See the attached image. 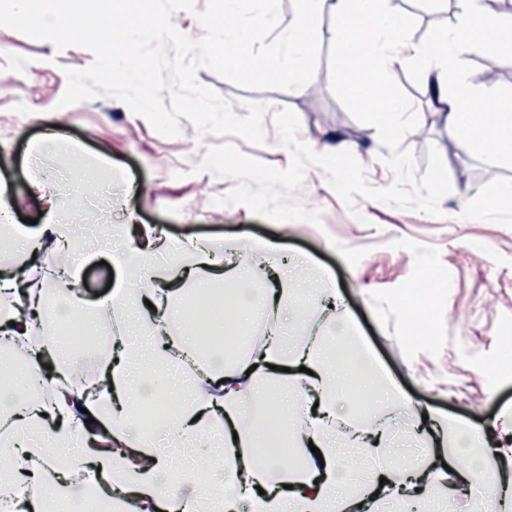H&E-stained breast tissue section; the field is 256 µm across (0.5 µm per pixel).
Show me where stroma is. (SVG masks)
I'll return each mask as SVG.
<instances>
[{"mask_svg":"<svg viewBox=\"0 0 512 512\" xmlns=\"http://www.w3.org/2000/svg\"><path fill=\"white\" fill-rule=\"evenodd\" d=\"M389 4L417 17L411 41L418 46L460 20L455 0H429L424 8L417 0ZM332 27V14L323 12L318 65L304 91L244 88L207 68L198 70L197 79L231 101L238 116L247 115V103L268 104L265 144L232 137L243 153L288 167L290 154L279 143L274 113L289 108L300 119L302 141L318 152L350 150L365 166L369 184L383 188L393 181L383 162L388 148L330 87ZM92 60L86 49L58 51L51 43L0 27V190L14 200V216L38 218L53 194L73 201L71 214L84 232L129 223L159 228L179 240L211 238L223 242L224 259L234 265L265 259L267 245L287 231L283 252L293 259L291 272L305 284L296 295L300 316L326 322L312 291L324 284L335 288L351 309L352 333L406 404L479 425L512 406V207L488 210L499 188L512 185V157L494 159L466 148L446 153L445 145L455 144L457 137L446 107L428 93L426 74L414 60L399 54L390 73L420 115L419 127L404 140L418 173L427 169L429 146L443 152L452 191L440 202L441 216L362 197L348 208L322 170L311 168L297 196L307 208L321 211L323 224L292 221L284 229L246 207L215 205L234 180L195 167L208 147L223 144V137H198L184 118L178 136H163L109 97L58 108L66 70L86 68ZM488 63L509 71L508 79L489 84V92L512 95V49L505 45L493 51L456 48L444 93L479 79ZM59 116L64 119L61 136L54 146H45L46 132ZM63 152L82 157L79 174L63 167ZM430 272L439 275L440 284L426 311L430 334L421 343L410 338L403 296Z\"/></svg>","mask_w":512,"mask_h":512,"instance_id":"35a3bbf8","label":"stroma"}]
</instances>
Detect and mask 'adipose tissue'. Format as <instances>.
<instances>
[{
  "mask_svg": "<svg viewBox=\"0 0 512 512\" xmlns=\"http://www.w3.org/2000/svg\"><path fill=\"white\" fill-rule=\"evenodd\" d=\"M456 0L463 17L442 39L419 54L428 68L445 63L462 33L493 47L504 22L491 0L472 10ZM448 119L471 150L494 142L495 153L512 156V96H488L466 87L448 101ZM146 242L132 245L129 227L111 225L93 253L111 256L120 269L118 289L91 301L73 289L77 264L55 273L52 291H37L13 277L0 279V334L25 349L24 368L0 389V487L19 512H57L86 485L102 494L109 512H386L388 504L417 512L446 491L449 472L479 487L472 512L506 498L512 489V413L486 427L434 418L439 445L413 465L396 467L395 432L381 416L398 396L347 331L348 309L332 288L318 289L335 308L330 332L300 334L298 322L267 326L262 345L228 357L199 353L198 330L251 332L258 315L283 307L298 288L282 277L276 299H259L225 311L216 292L227 284L247 286L264 266L225 268L220 242H178L145 227ZM71 247L77 226L50 200L44 224L29 232L0 226L13 257L32 261L44 239ZM152 286L139 290L142 281ZM66 313L92 322L112 315L109 343L92 375H85L65 344L57 343L49 317ZM287 367L291 380L276 391L257 385L272 367ZM43 387L42 400L27 397L30 379ZM177 397L160 423L172 441L189 449L204 471L176 475L170 455L136 420L133 406L144 391ZM362 396L371 410L348 406ZM275 406V425L255 420L246 401Z\"/></svg>",
  "mask_w": 512,
  "mask_h": 512,
  "instance_id": "1",
  "label": "adipose tissue"
}]
</instances>
